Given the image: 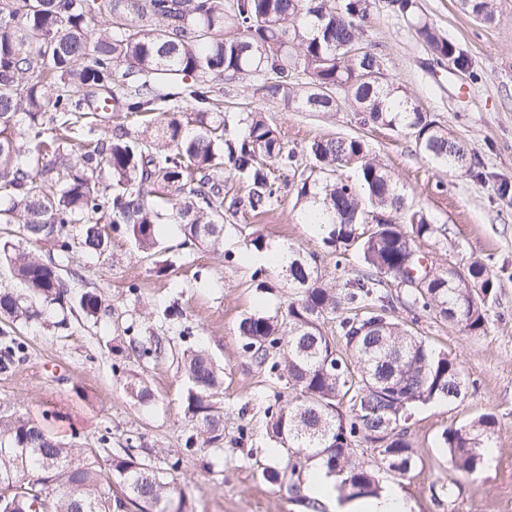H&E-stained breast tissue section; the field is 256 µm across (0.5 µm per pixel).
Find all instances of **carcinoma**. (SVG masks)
I'll return each mask as SVG.
<instances>
[{"instance_id": "obj_1", "label": "carcinoma", "mask_w": 512, "mask_h": 512, "mask_svg": "<svg viewBox=\"0 0 512 512\" xmlns=\"http://www.w3.org/2000/svg\"><path fill=\"white\" fill-rule=\"evenodd\" d=\"M475 19L493 23L490 0H459ZM389 10L412 20L439 59L462 69L466 59L419 15L416 0H388ZM108 18L112 31L94 33L88 23ZM367 0H0V225H18L33 245L50 243L68 255L103 253L106 225L124 228L144 253L158 245L162 224L179 226L184 244L220 248L224 235V167L245 192L233 206L254 215L270 210L281 187L270 167L292 169L296 152L263 117L250 112L244 129L231 134L211 81L248 77L255 91L296 109L334 112L336 96L350 94L361 122L413 138L436 168L471 173L465 146L409 94L389 80L380 57L361 50L371 27ZM129 80H118L121 68ZM193 78L189 83L186 78ZM328 96L310 103L309 88ZM101 100L121 112L150 113L156 125L133 135L118 125L106 141L96 128L112 119L95 111ZM192 109L184 122L178 114ZM81 147L76 160L64 145ZM309 152L316 176L299 177L295 205L304 224L334 249L341 265L358 247L374 274L332 288L322 281L319 255L292 245L273 267L299 296L281 317L243 315L236 327L245 351L268 375L285 381L288 399L276 394L264 408L267 435L285 449L284 466H267L264 479L300 477L318 462L336 477L340 497L375 496L379 465L401 475L415 465L401 405L412 411L436 400L465 396L466 375L457 358L436 351L390 315V301L377 291L380 276L395 280L407 268L424 275L416 241L437 228L407 204L392 174L367 157L358 137L319 139ZM354 164L352 183L336 177ZM109 184L100 183L102 174ZM20 284L0 286V318L12 327L37 319V304L68 303V284L53 259L20 252L0 239V263ZM491 266L474 261L465 273L439 272L408 293L416 313H435L474 336L486 331L494 295ZM94 316L101 298L81 295ZM339 319L344 350L324 329ZM137 359L158 360L172 350L156 338H129ZM25 353L13 339L0 349V372ZM189 383L185 415L194 433L189 451L224 445V416L216 397L220 370L202 348L180 357ZM124 389L133 401L153 398L135 373ZM384 439L387 458L365 460L357 447ZM441 448L462 476L480 470L485 451L497 447L491 413L444 430ZM142 445L127 439L102 468L93 448L65 446L34 420L0 409V512H186L185 493L142 458Z\"/></svg>"}]
</instances>
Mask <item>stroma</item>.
<instances>
[{
	"label": "stroma",
	"mask_w": 512,
	"mask_h": 512,
	"mask_svg": "<svg viewBox=\"0 0 512 512\" xmlns=\"http://www.w3.org/2000/svg\"><path fill=\"white\" fill-rule=\"evenodd\" d=\"M372 26L365 34L390 79L402 86L426 112L467 145L481 163L482 177L434 168L408 136L381 126L361 124L352 107L337 112H301L261 97L251 79L224 80L218 100L226 118L258 112L293 148L302 167H309L308 146L336 136L365 140L369 156L386 167L406 191L407 202L435 224L433 237L417 243L426 264L445 271L485 261L496 273L487 330L479 336L462 332L434 315L414 314L408 290L392 279L380 289L392 301V314L436 350L456 356L469 379L465 398L448 404L417 407L408 425L416 466L406 476L380 470L382 486L398 487L412 512H512V195L498 193L512 183V0H492L495 22L484 25L464 14L457 0H418L436 31L467 55L457 69L437 61L411 21L391 12L385 0H368ZM281 195L261 216L224 210L221 250L195 246L184 252L182 234L166 225L155 255L142 254L129 237L116 232L103 254L73 253L64 270H79L74 295L96 290L105 313L86 316L79 305L60 309L42 305L40 318L11 329L27 346L25 359L0 373V405L42 424L61 442L94 448L106 438L98 461L108 465L127 438L141 437L147 459L160 471L178 462L174 476L184 487L191 512H312L305 494L267 483L263 467L278 464L274 443L265 432L264 399L283 386L245 353L236 325L245 313L285 310L295 289L276 281L272 290H256L253 268L241 253L246 234L264 236L267 246L288 244L320 256L323 281L330 287L366 273L357 249L344 263L302 224L295 205L293 176L274 169ZM137 293H130V286ZM177 305L180 318L169 323L163 311ZM138 336H171L190 328L192 345L208 351L224 372L218 398L224 408V446L208 454L184 449L193 424L184 414L186 379L176 358L143 361L113 353L125 328ZM141 374L154 391L147 405L132 403L123 388V373ZM483 413L497 420V447L482 469L456 476L440 448V434L450 426Z\"/></svg>",
	"instance_id": "obj_1"
}]
</instances>
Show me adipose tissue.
Here are the masks:
<instances>
[{"instance_id":"1","label":"adipose tissue","mask_w":512,"mask_h":512,"mask_svg":"<svg viewBox=\"0 0 512 512\" xmlns=\"http://www.w3.org/2000/svg\"><path fill=\"white\" fill-rule=\"evenodd\" d=\"M305 494L333 512H411L412 505L399 488L386 489L376 497L340 503L336 479L322 466L313 467L304 485Z\"/></svg>"}]
</instances>
